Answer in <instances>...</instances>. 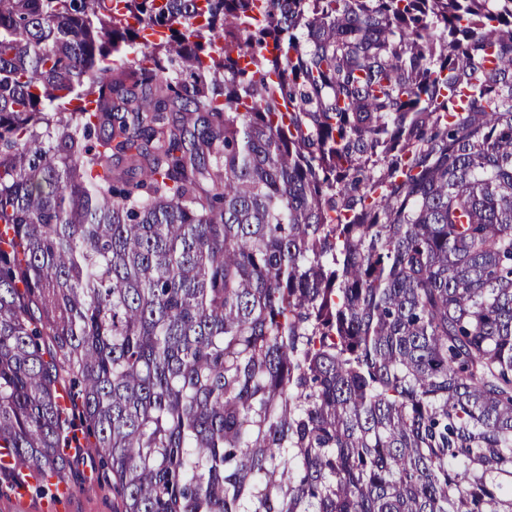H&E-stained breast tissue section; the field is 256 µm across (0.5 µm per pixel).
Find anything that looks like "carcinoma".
<instances>
[{
    "mask_svg": "<svg viewBox=\"0 0 512 512\" xmlns=\"http://www.w3.org/2000/svg\"><path fill=\"white\" fill-rule=\"evenodd\" d=\"M0 448L512 512V0H0Z\"/></svg>",
    "mask_w": 512,
    "mask_h": 512,
    "instance_id": "carcinoma-1",
    "label": "carcinoma"
}]
</instances>
